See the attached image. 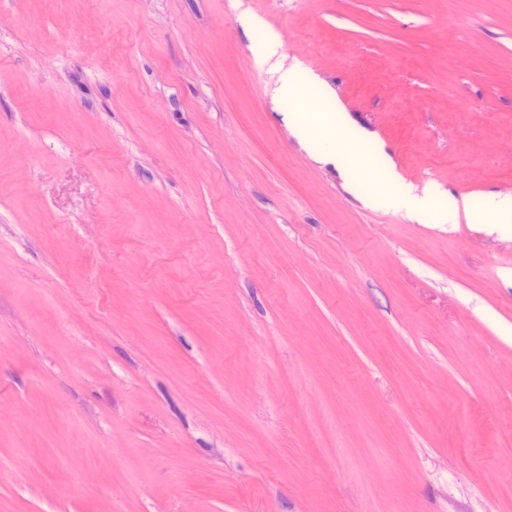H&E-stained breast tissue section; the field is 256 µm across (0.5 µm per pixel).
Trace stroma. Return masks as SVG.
<instances>
[{
  "instance_id": "obj_1",
  "label": "stroma",
  "mask_w": 512,
  "mask_h": 512,
  "mask_svg": "<svg viewBox=\"0 0 512 512\" xmlns=\"http://www.w3.org/2000/svg\"><path fill=\"white\" fill-rule=\"evenodd\" d=\"M257 34L512 195V0H0V512H512V224ZM278 96L284 108L297 116L302 131L308 129L305 112H302L305 99L308 97L317 102L323 111L321 113L324 123L328 127H336L345 144L358 145L362 141L359 130L347 121L343 110L336 105L332 93L318 84L308 82L300 73L288 71L283 75ZM312 143L320 151L336 156V162L343 168L349 179L355 183L358 181V168L355 161L344 149L338 147L337 143L334 146L331 141L319 138H314ZM367 155L378 162L379 168L385 174V185L389 189H395L400 192L404 197L410 199L414 203H418L419 199L413 194V189L408 186H400L396 183L393 177L390 175L389 166L382 160V154L378 147L369 146L365 148ZM461 207L466 216L491 211L494 214L493 223L512 224V195L497 196L490 203L482 198H467L460 205L455 197L448 194V199L439 205L440 210L453 215H458Z\"/></svg>"
}]
</instances>
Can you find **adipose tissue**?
I'll return each instance as SVG.
<instances>
[{"label":"adipose tissue","instance_id":"adipose-tissue-1","mask_svg":"<svg viewBox=\"0 0 512 512\" xmlns=\"http://www.w3.org/2000/svg\"><path fill=\"white\" fill-rule=\"evenodd\" d=\"M278 96L284 108L299 118L306 99L310 98L317 102L322 111L324 123L340 132L343 144L337 147L329 140L318 138L314 141L315 146L322 152L334 155L349 179L357 180L358 168L346 148L360 143L361 135L359 130L347 121L332 93L320 85L308 82L300 73L289 71L282 77ZM299 127L303 130L307 129V121L300 118ZM441 207L453 215L458 213L471 215L489 211L493 213L495 223L512 224V195H500L489 202L481 198H467L460 201L451 196L442 202Z\"/></svg>","mask_w":512,"mask_h":512}]
</instances>
